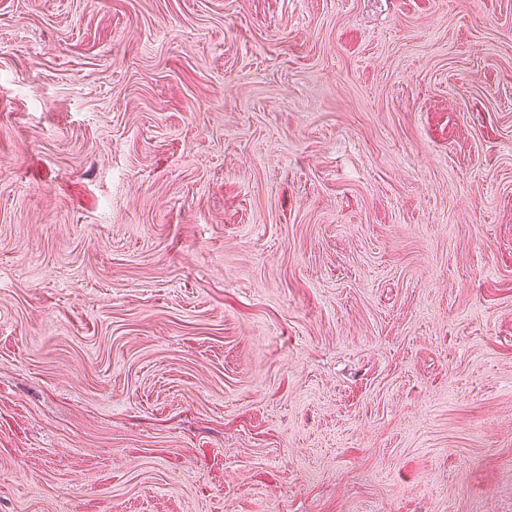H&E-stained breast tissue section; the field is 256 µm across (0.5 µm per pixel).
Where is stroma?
Returning <instances> with one entry per match:
<instances>
[{"label":"stroma","mask_w":512,"mask_h":512,"mask_svg":"<svg viewBox=\"0 0 512 512\" xmlns=\"http://www.w3.org/2000/svg\"><path fill=\"white\" fill-rule=\"evenodd\" d=\"M0 512H512V0H0Z\"/></svg>","instance_id":"1"}]
</instances>
